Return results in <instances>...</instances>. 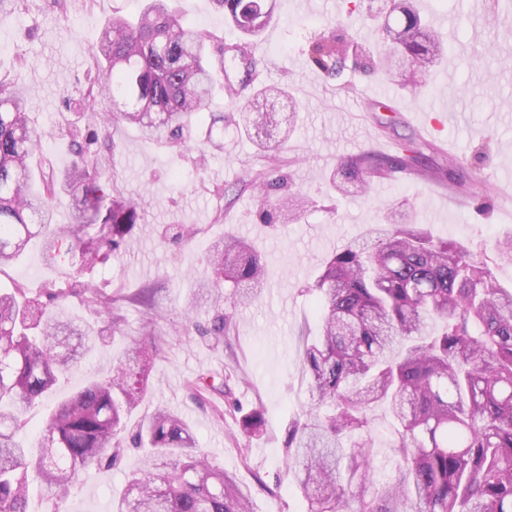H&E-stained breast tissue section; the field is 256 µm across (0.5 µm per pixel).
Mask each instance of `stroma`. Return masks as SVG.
<instances>
[{
    "label": "stroma",
    "instance_id": "35a3bbf8",
    "mask_svg": "<svg viewBox=\"0 0 512 512\" xmlns=\"http://www.w3.org/2000/svg\"><path fill=\"white\" fill-rule=\"evenodd\" d=\"M417 2L426 23L450 36L441 69L418 93L402 79H365L351 66L331 78L312 65L311 43L340 35L345 25L360 27L368 7L350 15L341 0H278L277 17L261 37L259 80L286 87L288 95L248 102L249 111H274L292 120L288 140L276 132L270 136L283 143L277 153L258 148L230 123L224 126L223 149H209L203 157L147 139L126 124L111 131L112 190L148 205L121 253L97 266L92 278L116 298L156 285V317L146 325L143 309L128 303L114 327L101 322L81 297L69 298L68 313L92 339L89 351L61 376L57 397L77 392L88 375L108 378L117 367L129 366V341L153 332L160 350L149 364L150 398L139 405L138 415L160 405L178 412L209 461L250 489L254 512L302 509L284 472L285 437L289 421L309 403L301 355L305 338L317 331L318 313L307 288L328 255L348 240H368L381 211L399 203L408 222L468 245L503 287L512 286V255L501 251L512 239V10L505 0ZM140 5V0H15L0 15V75L28 88L26 109L48 134L43 154L56 170L68 168L74 157L64 131L86 107L81 90L104 22L115 13L135 14ZM177 5L189 24L216 42L233 41L223 12L211 0ZM371 100L386 102L389 112L367 111ZM444 100L457 119L429 131ZM409 137L431 143L438 161L459 164L469 189L401 176L366 190L353 184L344 195L331 191L330 176L342 158L364 150L396 156ZM273 164L286 192L314 201L300 223L277 228L260 223L258 197L241 188ZM184 225L191 236L173 240ZM227 234L244 237L261 254L267 286L257 302L227 308L231 344L225 347L201 333L212 312L197 297L192 275L202 272L210 245ZM61 277L60 264L36 242L0 273V288L19 284L40 299ZM204 374L233 380L232 401L196 392L192 384ZM255 409L262 414L264 434L251 439L240 420ZM370 417L378 446L372 469L382 481L393 474L395 422L383 406ZM140 465L139 454L130 450L113 467L89 469L61 512H97L100 504H111L123 492L127 474Z\"/></svg>",
    "mask_w": 512,
    "mask_h": 512
}]
</instances>
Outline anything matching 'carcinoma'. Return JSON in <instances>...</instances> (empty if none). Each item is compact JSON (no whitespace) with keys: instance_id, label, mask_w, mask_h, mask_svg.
I'll list each match as a JSON object with an SVG mask.
<instances>
[{"instance_id":"carcinoma-1","label":"carcinoma","mask_w":512,"mask_h":512,"mask_svg":"<svg viewBox=\"0 0 512 512\" xmlns=\"http://www.w3.org/2000/svg\"><path fill=\"white\" fill-rule=\"evenodd\" d=\"M237 38L211 54L213 36L186 24L172 0H143L133 17H112L101 31L95 69L87 75L86 123L67 136L74 159L65 173L37 176L34 156L45 134L26 112L22 93L0 79V273L33 240L66 262L65 277L47 288L48 301L19 285L0 292V512L29 510L30 478L45 499L59 504L91 466H110L122 449L145 452L114 512H251L250 493L235 476L211 465L190 426L158 407L138 427L129 420L148 391L145 369H120L54 400L59 377L76 362L83 327L65 312L76 293L117 326V300L85 274L118 254L140 223L144 205L111 192L110 152L92 121L109 128L134 125L178 149L197 143V115L209 104L215 78L234 106L277 88L256 85L258 37L273 20L275 0H214ZM379 21L384 53L363 51L359 68L370 76L400 74L406 63L420 87L444 53V40L425 28L416 6L385 0ZM360 33L322 36L312 62L330 76L345 64ZM115 111L96 113L100 104ZM227 118L235 119L234 113ZM224 116L212 118L207 141L215 148ZM257 129L276 128V112L248 118ZM423 141L409 139L401 154L369 151L341 160L332 182L341 191L396 173L427 179L417 169ZM272 166L254 186L261 222L296 224L308 200L283 192ZM71 200L72 223L56 224ZM373 244L351 241L322 265L310 290L317 294L319 327L306 342L302 369L310 407L288 425L286 465L304 512H512V290L468 247L434 238L421 224L395 213L372 228ZM198 294L210 295L214 344L228 340L223 306L255 301L266 266L245 240L229 235L203 260ZM440 326L438 333L430 324ZM157 350L151 333L132 341L130 359L149 364ZM49 405L31 447L25 415ZM386 406L397 423L395 475L379 482L370 411ZM250 438L263 435L260 411L242 419Z\"/></svg>"}]
</instances>
